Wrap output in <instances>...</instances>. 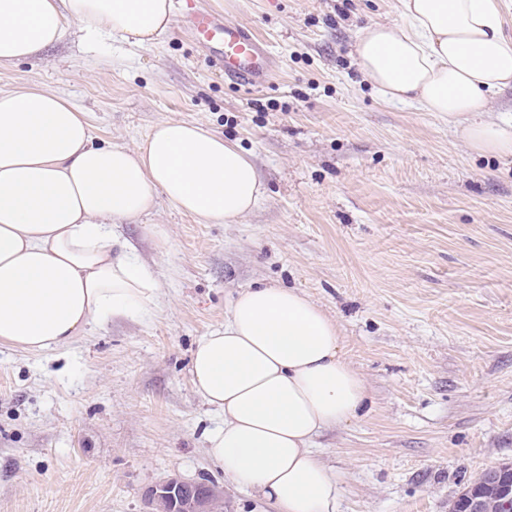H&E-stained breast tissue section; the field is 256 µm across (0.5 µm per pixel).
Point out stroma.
<instances>
[{
  "label": "stroma",
  "instance_id": "obj_1",
  "mask_svg": "<svg viewBox=\"0 0 512 512\" xmlns=\"http://www.w3.org/2000/svg\"><path fill=\"white\" fill-rule=\"evenodd\" d=\"M254 29L271 83L218 75L181 24L153 45L92 44L73 26L44 59L0 68L87 112L98 142L143 143L185 120L252 158L264 198L236 224L159 201L117 232L162 288L151 320L110 319L40 353L0 344V512H150L148 489L224 480L194 393L197 341L255 283L298 289L339 327L362 413L315 442L342 477L338 512H449L465 483L512 462V158L474 150L442 112L389 103L354 45L398 0H191Z\"/></svg>",
  "mask_w": 512,
  "mask_h": 512
}]
</instances>
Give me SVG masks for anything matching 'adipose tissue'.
<instances>
[{"mask_svg":"<svg viewBox=\"0 0 512 512\" xmlns=\"http://www.w3.org/2000/svg\"><path fill=\"white\" fill-rule=\"evenodd\" d=\"M401 23L369 24L355 45L385 99L459 118L473 149L512 155V123L486 119L512 87V41L499 0H398ZM173 0H0V65L41 54L64 24L88 42L144 46L168 33ZM264 193L237 144L163 120L144 143L96 144L86 112L39 87L0 90V343L40 352L107 319L150 317L161 285L115 232L158 197L202 224H231ZM221 418L206 441L231 485L265 512H336L340 480L314 449L362 412L367 389L336 322L303 293L238 291L189 364Z\"/></svg>","mask_w":512,"mask_h":512,"instance_id":"adipose-tissue-1","label":"adipose tissue"}]
</instances>
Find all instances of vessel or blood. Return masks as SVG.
<instances>
[{"label": "vessel or blood", "mask_w": 512, "mask_h": 512, "mask_svg": "<svg viewBox=\"0 0 512 512\" xmlns=\"http://www.w3.org/2000/svg\"><path fill=\"white\" fill-rule=\"evenodd\" d=\"M181 23L194 42L216 48V67L225 78L249 89L266 85L274 57L251 28L225 22L222 13L209 9L192 11Z\"/></svg>", "instance_id": "vessel-or-blood-1"}]
</instances>
